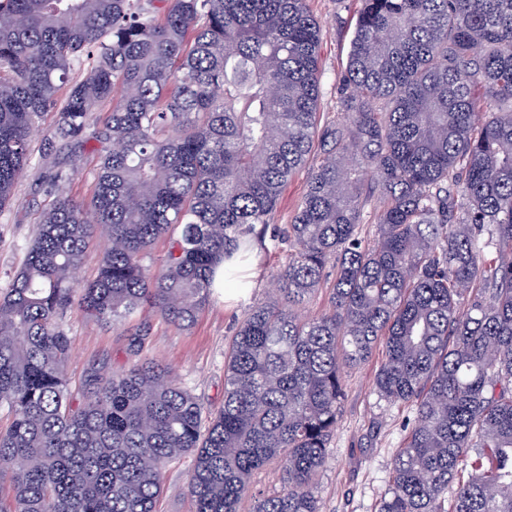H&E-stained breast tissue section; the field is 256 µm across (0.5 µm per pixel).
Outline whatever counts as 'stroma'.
<instances>
[{"label": "stroma", "instance_id": "1", "mask_svg": "<svg viewBox=\"0 0 512 512\" xmlns=\"http://www.w3.org/2000/svg\"><path fill=\"white\" fill-rule=\"evenodd\" d=\"M308 6L322 31L318 125L323 128L344 120L342 78L360 0H309ZM56 127V112L45 114L32 137V162L15 183L10 204L0 209V289L8 287L25 257L41 208L50 199L52 174L72 173V196L84 202L91 197L96 153L90 147L77 154L61 149ZM323 158L320 148H313L283 191L249 265L252 278L244 297L224 299L212 294L206 309L185 329L173 327L157 315L144 321L103 324L89 319L79 305H72L63 319L71 340L67 376L72 389L81 387L91 369L129 366L134 360L131 340L139 333L144 338V356L173 369L200 398L206 412L218 411L224 404V352L252 301L273 293L276 283L271 274L288 259L282 231L307 190L311 172ZM382 359L378 351L368 362L343 372L344 396L336 428L327 462L315 480L322 512H377L389 487L393 455L411 429L415 414L411 407L390 404L379 396L374 379ZM192 468L189 455L168 467L156 512H193L188 490Z\"/></svg>", "mask_w": 512, "mask_h": 512}]
</instances>
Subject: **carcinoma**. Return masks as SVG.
I'll return each instance as SVG.
<instances>
[{
	"instance_id": "obj_1",
	"label": "carcinoma",
	"mask_w": 512,
	"mask_h": 512,
	"mask_svg": "<svg viewBox=\"0 0 512 512\" xmlns=\"http://www.w3.org/2000/svg\"><path fill=\"white\" fill-rule=\"evenodd\" d=\"M155 2L0 0V209L52 109L59 137L98 155L87 202L53 175L0 294V512H154L187 452L195 512H240L274 461L282 487L253 512H321L342 371L379 343L378 393L416 418L378 512H512V0H362L345 123L321 133L277 293L237 328L209 416L146 357L73 394L60 321L76 300L97 322L194 323L214 263L246 259L310 152L321 29L308 0ZM94 238L103 255L83 284ZM332 261L326 308L302 316Z\"/></svg>"
}]
</instances>
